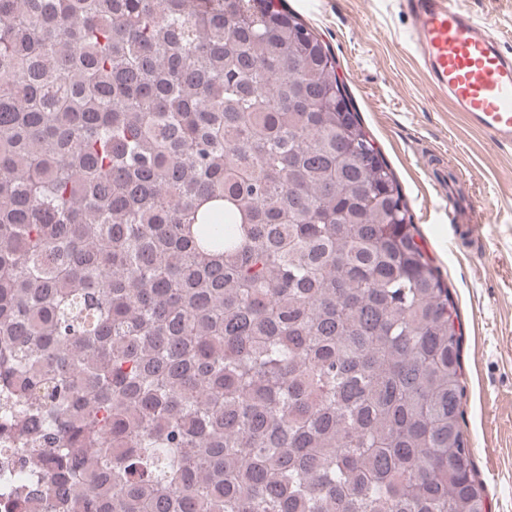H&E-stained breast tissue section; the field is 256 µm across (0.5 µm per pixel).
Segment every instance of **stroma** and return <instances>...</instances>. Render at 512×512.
<instances>
[{"instance_id": "stroma-1", "label": "stroma", "mask_w": 512, "mask_h": 512, "mask_svg": "<svg viewBox=\"0 0 512 512\" xmlns=\"http://www.w3.org/2000/svg\"><path fill=\"white\" fill-rule=\"evenodd\" d=\"M512 51V0H464ZM339 62L363 124L390 167L462 324V428L487 512H512V143L472 129L432 91L408 42L398 0H286ZM449 156L489 215L475 242L452 246L429 155Z\"/></svg>"}]
</instances>
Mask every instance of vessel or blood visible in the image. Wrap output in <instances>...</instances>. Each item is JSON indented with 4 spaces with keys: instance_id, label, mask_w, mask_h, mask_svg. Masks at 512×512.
<instances>
[{
    "instance_id": "b4317fda",
    "label": "vessel or blood",
    "mask_w": 512,
    "mask_h": 512,
    "mask_svg": "<svg viewBox=\"0 0 512 512\" xmlns=\"http://www.w3.org/2000/svg\"><path fill=\"white\" fill-rule=\"evenodd\" d=\"M412 20L410 36L432 88L454 111L496 142L512 143V52L463 4V0H400ZM438 190L448 199V221L475 240L486 209L458 202L448 164L436 158Z\"/></svg>"
}]
</instances>
